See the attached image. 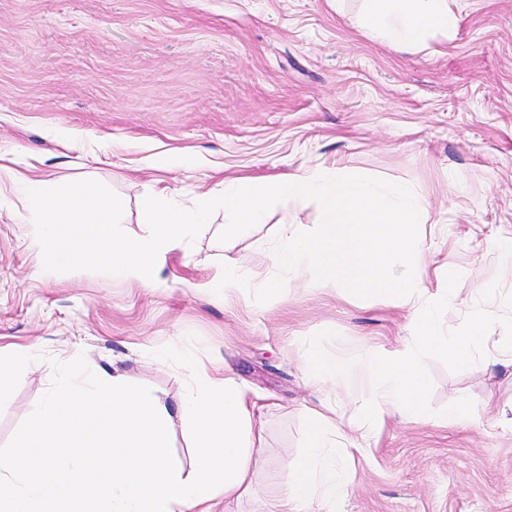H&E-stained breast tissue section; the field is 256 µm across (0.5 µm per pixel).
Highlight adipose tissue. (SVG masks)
<instances>
[{"label": "adipose tissue", "mask_w": 512, "mask_h": 512, "mask_svg": "<svg viewBox=\"0 0 512 512\" xmlns=\"http://www.w3.org/2000/svg\"><path fill=\"white\" fill-rule=\"evenodd\" d=\"M461 23L458 0H360L356 25L368 38L420 52L451 42ZM179 362L187 377L176 406L121 373L67 375L46 398L35 427L0 455V512H214L252 486V409L229 375ZM196 434L195 463L184 472L169 452L172 415Z\"/></svg>", "instance_id": "1"}]
</instances>
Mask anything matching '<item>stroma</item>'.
<instances>
[{"label":"stroma","mask_w":512,"mask_h":512,"mask_svg":"<svg viewBox=\"0 0 512 512\" xmlns=\"http://www.w3.org/2000/svg\"><path fill=\"white\" fill-rule=\"evenodd\" d=\"M451 44L400 52L354 25L329 0H0V152L46 179L98 180L124 203L123 230L142 233L149 189L182 198L225 179L329 169L411 186L429 221L416 250L427 270L460 272L459 327L477 306L512 312V0H459ZM76 130L83 138L65 139ZM8 171H0V358L30 363L0 406V454L36 422L71 370L118 369L175 405L183 377L161 350L192 351L229 370L254 401L257 475L234 512H275L300 456L304 408L335 404L312 382L306 340L357 355L394 349L410 333L400 307L314 288L312 272L259 304L246 290L207 289L223 265L248 263L255 285L277 272L262 256L284 214L219 243L216 211L193 244L167 252L154 287L88 271L44 272ZM498 284V297L481 291ZM432 412L385 418L356 456L340 512H512V432L441 411L467 396L512 417V367L459 372L432 361Z\"/></svg>","instance_id":"obj_1"}]
</instances>
